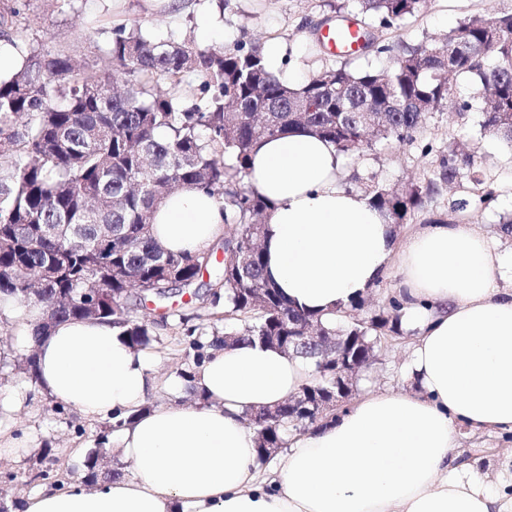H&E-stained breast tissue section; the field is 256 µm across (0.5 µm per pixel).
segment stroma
<instances>
[{
	"mask_svg": "<svg viewBox=\"0 0 512 512\" xmlns=\"http://www.w3.org/2000/svg\"><path fill=\"white\" fill-rule=\"evenodd\" d=\"M28 3L26 15L19 22L24 39L64 48L86 66L98 62L112 28L120 24L141 25L161 39L179 42L197 38L195 0H184L177 14L163 5L149 9L146 0H75L70 8L58 7L51 0ZM504 12H512V0H426L415 17L390 28L376 25L375 33L380 44L392 49L413 48L447 35L469 16L491 17ZM329 13L328 0H229L224 8L225 37L212 40L211 45L230 49L242 42L284 41L288 52L280 68L301 83L336 62L335 55L318 51L311 43L314 29ZM479 104L478 87L458 80L447 106L428 115L413 141H383L362 153L345 155L343 185L361 194L375 185H425L438 164L439 153L449 142L464 141L484 174L486 187L493 192L492 200L482 207L450 214L452 200L470 195L472 184L469 178H462L456 190L443 187L424 198L410 222L398 229L397 237L406 240L425 227L430 217L447 215L452 223L473 226L499 252L511 255L512 236L501 234L500 226L504 218L512 217V145L481 130ZM214 289V279L205 276L193 287H173L168 299L160 304L159 310L166 313L167 320L156 326L157 341L150 348L159 377L194 365L182 317H190L192 325L206 333H223L224 323L215 318L210 303ZM411 344L410 334L404 331L387 338L371 368L356 378L353 397L368 390L408 391L405 373ZM111 424L108 418L90 421L71 408H58L50 398L29 387L27 408L8 418L0 416V428L25 432L33 438L35 447L22 461L0 459V491L21 498L37 488L31 475L47 468L56 470L67 482L81 481L84 472L72 464L71 448L96 447L100 433L109 430ZM453 455L463 468L493 474L512 457V434L460 428Z\"/></svg>",
	"mask_w": 512,
	"mask_h": 512,
	"instance_id": "1",
	"label": "stroma"
}]
</instances>
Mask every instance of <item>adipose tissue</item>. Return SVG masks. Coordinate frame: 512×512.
I'll use <instances>...</instances> for the list:
<instances>
[{
  "label": "adipose tissue",
  "mask_w": 512,
  "mask_h": 512,
  "mask_svg": "<svg viewBox=\"0 0 512 512\" xmlns=\"http://www.w3.org/2000/svg\"><path fill=\"white\" fill-rule=\"evenodd\" d=\"M251 165L271 206L265 273L291 302L328 313L396 269L414 392L364 394L295 437L267 480L243 414L295 395L308 360L240 343L211 350L192 381L161 380L112 324L72 320L35 343L41 309L6 301L16 347L36 349L38 391L84 418L122 420L109 442L131 466L93 489L41 488L18 512H512L511 473L490 481L453 465L459 427L512 433V291L499 286L512 260L468 224H430L397 245L389 219L341 187V153L309 132L261 140ZM224 218L222 200L182 189L155 209L152 232L170 251L201 252ZM189 384L204 403L178 402ZM160 386L175 402L145 409Z\"/></svg>",
  "instance_id": "1"
}]
</instances>
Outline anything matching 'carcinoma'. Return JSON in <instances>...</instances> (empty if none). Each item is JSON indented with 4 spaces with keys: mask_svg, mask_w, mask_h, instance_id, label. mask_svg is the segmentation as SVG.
I'll return each instance as SVG.
<instances>
[{
    "mask_svg": "<svg viewBox=\"0 0 512 512\" xmlns=\"http://www.w3.org/2000/svg\"><path fill=\"white\" fill-rule=\"evenodd\" d=\"M424 0H345L331 6L357 22L362 50L373 47L366 22L392 26L418 14ZM27 9L13 0L0 13V33L9 34ZM455 32L464 44L450 49L434 40L391 54L381 68L328 67L308 81L289 86L271 73L263 46L241 43L228 50L164 41L124 25L112 28L103 62L124 71L122 88L104 68L82 67L60 48L28 43L23 63L0 79V135L12 151V171L0 179V301L43 309L34 326L37 342L53 325L93 318L122 329L130 345L154 341L147 303L163 300L173 285L192 286L202 271L218 277L214 304L224 307V336L204 343L186 329L194 363L205 348L259 343L309 360L313 378L302 391L321 401L336 391V360L315 356L288 337L313 331L338 339L344 357L376 355L385 331L398 333L401 303L393 295L379 313L344 323L336 318L361 310L365 300L325 318L288 301L265 278L263 241L270 204L255 187L231 188L248 178L255 145L302 129L343 153H360L382 140H410L428 114L448 103L451 81L465 78L482 87L481 128L512 144V12L495 18L474 15ZM188 74L199 80L193 97L183 96ZM170 85L155 92L154 79ZM231 157L233 164L226 163ZM470 168V181L484 185L471 157L455 144L439 159L437 179L452 188ZM184 188L226 194L232 217L225 220L224 259L213 254L174 253L154 238L150 217L169 194ZM369 203L407 224L421 202L420 187H375ZM62 262L63 272L35 288L37 267ZM84 288L105 292L91 316L79 305ZM276 416L258 424L262 412L246 415L257 435L258 460L265 449L285 448L288 432L310 430L330 414L308 419L290 398L275 405ZM88 458L84 483L120 475L105 469L109 452L103 434Z\"/></svg>",
    "mask_w": 512,
    "mask_h": 512,
    "instance_id": "obj_1",
    "label": "carcinoma"
}]
</instances>
